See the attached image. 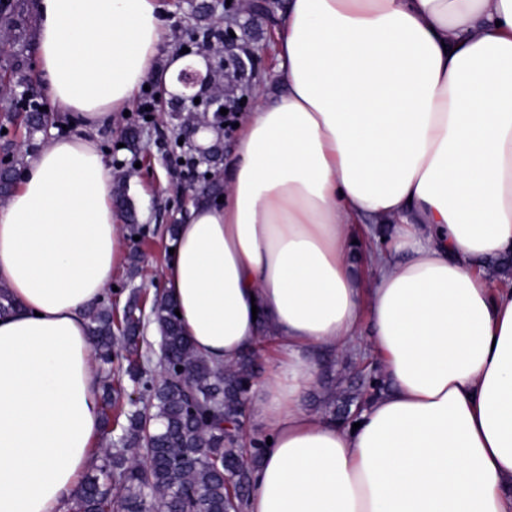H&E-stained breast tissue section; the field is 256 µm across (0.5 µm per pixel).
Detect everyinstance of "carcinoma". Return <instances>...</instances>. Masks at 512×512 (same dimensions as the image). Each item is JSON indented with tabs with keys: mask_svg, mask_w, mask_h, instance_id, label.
<instances>
[{
	"mask_svg": "<svg viewBox=\"0 0 512 512\" xmlns=\"http://www.w3.org/2000/svg\"><path fill=\"white\" fill-rule=\"evenodd\" d=\"M30 0L0 2V45L19 42L17 22ZM27 72L22 54L14 53L9 75L0 86H22ZM25 112L30 133L42 130L35 99L0 97V111ZM14 161L0 170V202L14 187ZM113 205L127 222L130 235L142 234L126 180L112 188ZM177 304L163 292L152 298L130 292L123 309L96 305L86 317L93 353L107 367L100 399L105 429L119 432L95 453L92 472L66 502L67 512H112L121 499L125 512H243L252 468L240 467L243 403L258 373L255 352L243 353L228 366L211 364L184 336ZM156 326L161 355L156 366L145 364L140 341L145 326ZM360 388L333 377L322 387L320 403L331 415L348 421L351 406L362 407L377 396L380 376L360 374ZM139 397L127 394L126 383Z\"/></svg>",
	"mask_w": 512,
	"mask_h": 512,
	"instance_id": "cac0c4a2",
	"label": "carcinoma"
}]
</instances>
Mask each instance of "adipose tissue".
I'll return each instance as SVG.
<instances>
[{
    "label": "adipose tissue",
    "mask_w": 512,
    "mask_h": 512,
    "mask_svg": "<svg viewBox=\"0 0 512 512\" xmlns=\"http://www.w3.org/2000/svg\"><path fill=\"white\" fill-rule=\"evenodd\" d=\"M37 12L50 97L85 133L27 156L0 204V512H62L90 461L86 311L125 256L95 133L186 65H157L162 0ZM276 53L283 92L160 268L197 353L278 346L248 397L271 443L244 512H512V285L482 267L512 258V0H288ZM361 340L386 389L358 427L306 410L313 350Z\"/></svg>",
    "instance_id": "ef3b65f1"
}]
</instances>
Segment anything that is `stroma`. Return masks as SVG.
I'll list each match as a JSON object with an SVG mask.
<instances>
[{"label": "stroma", "instance_id": "35a3bbf8", "mask_svg": "<svg viewBox=\"0 0 512 512\" xmlns=\"http://www.w3.org/2000/svg\"><path fill=\"white\" fill-rule=\"evenodd\" d=\"M269 3L271 15L242 16L235 33L240 43L266 52L265 68L260 72L257 85L271 100L280 90L274 43L278 31L276 18L283 12L286 0H269ZM164 4L166 13L162 26L165 49L179 51L190 47L189 32L201 28L190 0H164ZM37 26V11L29 9L21 29L24 60L31 78L29 91L40 102L47 104L51 124L47 129L29 134L10 114L0 112V148L10 147L14 158L20 161L51 136H73L82 132L80 124H68L66 117L49 104L46 81L37 64ZM157 100L155 91L137 90L127 113L113 116L111 123L97 131L99 148L111 163L113 177L123 176L128 181L129 195L136 207L139 225L146 234L143 243L137 245L130 241L126 244L127 253L137 256L139 275L130 276L124 265L113 273V288L107 291L106 296L120 306L125 304L132 289L142 288L151 294L159 287V270L172 244L167 229L188 211L193 195L191 180L180 162L181 157L192 153L188 145L178 141V116L158 109L153 110L148 119L141 114L144 102L155 103ZM131 124L142 127L140 147L135 152L122 145L121 131Z\"/></svg>", "mask_w": 512, "mask_h": 512}]
</instances>
